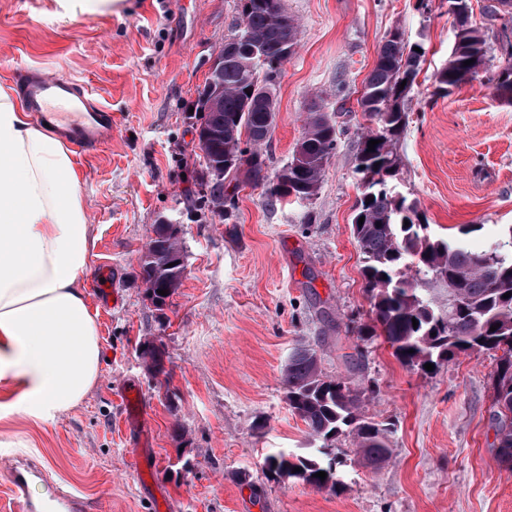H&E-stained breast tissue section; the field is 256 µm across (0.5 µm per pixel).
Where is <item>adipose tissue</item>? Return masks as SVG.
Here are the masks:
<instances>
[{"mask_svg":"<svg viewBox=\"0 0 512 512\" xmlns=\"http://www.w3.org/2000/svg\"><path fill=\"white\" fill-rule=\"evenodd\" d=\"M82 184L74 153L0 87V385L44 422L80 405L101 373Z\"/></svg>","mask_w":512,"mask_h":512,"instance_id":"1","label":"adipose tissue"}]
</instances>
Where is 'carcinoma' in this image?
I'll list each match as a JSON object with an SVG mask.
<instances>
[{
  "label": "carcinoma",
  "instance_id": "1",
  "mask_svg": "<svg viewBox=\"0 0 512 512\" xmlns=\"http://www.w3.org/2000/svg\"><path fill=\"white\" fill-rule=\"evenodd\" d=\"M286 14L282 0H241V26L250 42L266 47L264 61H253L244 53L224 58L219 80L224 86L216 103L200 101L204 112L200 128L213 133L206 144L209 161L230 163L224 177L258 184L266 179V162L258 146L267 141L275 112L258 104L245 106L250 69L260 68L267 86H275L285 59L280 46L297 44L296 22L283 25ZM466 51L450 56L434 77L435 94L448 96L454 89L474 80L486 64V39L469 18L459 22ZM422 54L405 38L391 36L379 47L375 65L367 78L360 105L374 123L362 135L356 170L365 191L355 209L352 232L363 255L361 274L365 282L372 324L359 329L362 336L381 335L402 363L422 367L449 361L460 353L500 351L493 398V418L499 440L496 457L512 470V226L507 243H494L480 250L452 245L448 239L429 233V225L417 218L414 204L393 194L389 180L399 166L397 144L406 127L402 101L419 74ZM474 60L466 66L464 61ZM497 96L512 103V62L495 78ZM378 141L374 150L368 142ZM302 159L297 168L287 164L288 180L275 178L267 192L275 199H303L317 194L330 157L336 149V128L331 116L317 106L307 113L302 136L296 144ZM363 224H358L360 217ZM149 251L152 259L141 263L146 294L161 310L181 286L185 264L180 239L165 225L154 228ZM446 288L442 306L433 287ZM166 290L167 295L158 294ZM418 325H412V321ZM497 329L490 330L491 326ZM141 356L149 368L163 373L161 353L147 344ZM288 403L305 422L314 441L327 443L342 435L353 436L366 464L378 466L390 456L388 428L367 419L361 412V391L345 381L326 375L318 350L310 345L294 351L283 370ZM331 457L322 462L310 453L291 461L283 455L265 460L268 471L296 478L316 489L334 488L339 483L337 465ZM298 467L300 471L293 472ZM324 471L325 479L315 476Z\"/></svg>",
  "mask_w": 512,
  "mask_h": 512
}]
</instances>
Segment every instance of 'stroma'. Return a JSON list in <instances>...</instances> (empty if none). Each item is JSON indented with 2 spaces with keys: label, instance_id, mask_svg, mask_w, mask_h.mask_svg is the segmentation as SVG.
I'll return each instance as SVG.
<instances>
[{
  "label": "stroma",
  "instance_id": "obj_1",
  "mask_svg": "<svg viewBox=\"0 0 512 512\" xmlns=\"http://www.w3.org/2000/svg\"><path fill=\"white\" fill-rule=\"evenodd\" d=\"M496 0H470L487 40L486 65L445 97L434 75L454 46L448 0H283L297 46L274 89L275 125L261 152L269 175L292 158L317 101L337 146L316 196L269 200L264 185L224 182V205L205 206L196 105L209 65L240 23V0H116L111 13L63 12L54 0H0V86L38 69L85 84L116 125L102 152H77L94 226L88 292L102 346L97 386L52 422L20 411L0 386V460L40 461L39 499L80 493L86 512H512V471L495 458L491 407L499 355L465 353L421 370L398 361L370 323L363 256L351 233L363 192L355 155L372 122L359 100L378 46L393 28L425 54L403 101L396 192L433 234L482 247L512 225V104L492 78L512 56V14L488 21ZM181 227L186 273L164 309L148 299L141 258L155 225ZM475 225L463 235L459 229ZM119 305L106 304L105 291ZM162 352L163 374L141 356ZM317 346L323 371L369 390L365 417L391 424V455L361 464L351 437L331 452L336 489L269 472L272 455L306 454L312 441L288 404L282 374L298 344ZM137 388L147 440L126 425L121 395ZM148 443L156 468L137 471Z\"/></svg>",
  "mask_w": 512,
  "mask_h": 512
}]
</instances>
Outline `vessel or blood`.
Returning a JSON list of instances; mask_svg holds the SVG:
<instances>
[{
	"instance_id": "b4317fda",
	"label": "vessel or blood",
	"mask_w": 512,
	"mask_h": 512,
	"mask_svg": "<svg viewBox=\"0 0 512 512\" xmlns=\"http://www.w3.org/2000/svg\"><path fill=\"white\" fill-rule=\"evenodd\" d=\"M21 92L27 108L37 118L46 120L50 114L48 102L67 107L60 131L74 145L85 151L100 150L112 142V112L96 103L88 90L76 80L29 72L21 80ZM9 490L16 512H36L29 497V484L36 476L44 475L42 464L28 458L17 459L7 469Z\"/></svg>"
}]
</instances>
